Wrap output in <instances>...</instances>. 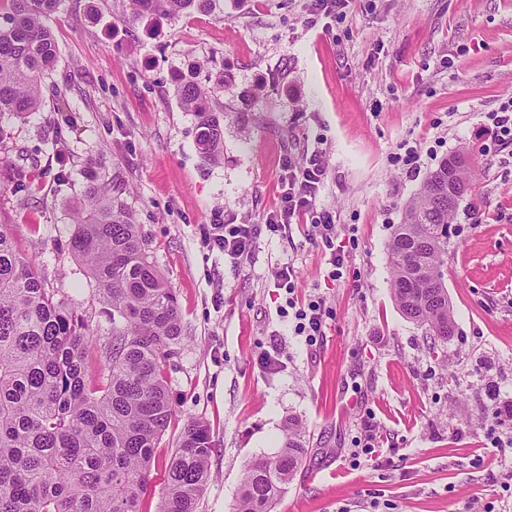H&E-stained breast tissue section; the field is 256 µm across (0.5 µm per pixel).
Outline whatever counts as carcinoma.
Listing matches in <instances>:
<instances>
[{
	"label": "carcinoma",
	"instance_id": "cac0c4a2",
	"mask_svg": "<svg viewBox=\"0 0 512 512\" xmlns=\"http://www.w3.org/2000/svg\"><path fill=\"white\" fill-rule=\"evenodd\" d=\"M61 0H0V123L42 110V80L58 50L47 20ZM215 0H127V19H175L206 12ZM224 70L202 64L175 78L181 108L197 120L196 143L224 161ZM72 251L88 266L109 314L104 370L87 378L84 355L99 341L67 301L45 287L34 263L0 228V512H141L154 449L171 417L162 362L182 336L173 289L150 260L136 215L117 179L88 163ZM460 186L448 201V182ZM472 187L460 149L424 179L395 225L388 252L400 310L448 339L455 319L444 283L452 221ZM212 448L200 421L184 427L168 465L160 512H197L210 477ZM308 454L290 419L276 455L243 473L234 512H273Z\"/></svg>",
	"mask_w": 512,
	"mask_h": 512
}]
</instances>
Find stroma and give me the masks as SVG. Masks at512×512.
Here are the masks:
<instances>
[{
	"mask_svg": "<svg viewBox=\"0 0 512 512\" xmlns=\"http://www.w3.org/2000/svg\"><path fill=\"white\" fill-rule=\"evenodd\" d=\"M216 3L149 26L124 22L123 0H62L48 21L61 95L0 130V226L49 291L107 330L69 248L92 159L126 185L175 292L173 413L143 512H158L189 421H203L212 444L198 512H232L245 467L275 455L292 417L308 455L274 512H512V146L484 151L488 115L512 94V0H349L342 16L314 24L308 0ZM203 59L235 82L220 98V164L200 153L196 118L174 90ZM265 81L268 96L243 111L240 92ZM410 147L412 170L397 161ZM462 148L473 185L448 243L456 328L443 340L400 311L387 247L425 176ZM315 150L327 167L317 204L335 212L346 253L340 280L328 278V252L302 219L286 236L261 234L240 263L204 245V225L265 223L282 155ZM19 165L31 175L24 191L11 181ZM284 263L297 271L296 302L326 301L316 345L282 315L273 273ZM266 353L279 357L276 370ZM369 431L375 456L353 457Z\"/></svg>",
	"mask_w": 512,
	"mask_h": 512,
	"instance_id": "obj_1",
	"label": "stroma"
}]
</instances>
